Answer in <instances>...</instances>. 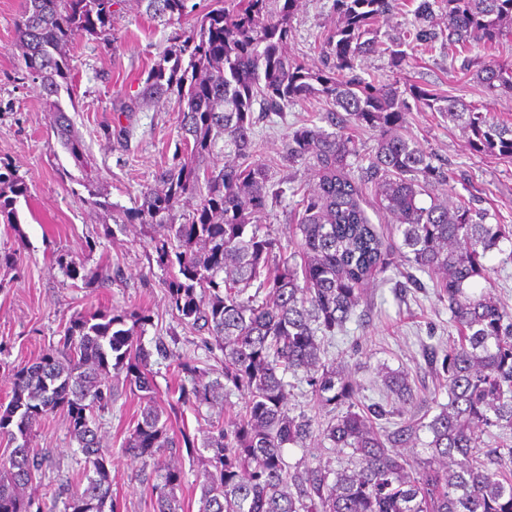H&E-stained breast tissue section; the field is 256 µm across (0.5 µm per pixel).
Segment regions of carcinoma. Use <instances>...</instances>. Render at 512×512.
<instances>
[{"label": "carcinoma", "mask_w": 512, "mask_h": 512, "mask_svg": "<svg viewBox=\"0 0 512 512\" xmlns=\"http://www.w3.org/2000/svg\"><path fill=\"white\" fill-rule=\"evenodd\" d=\"M17 24L26 70L40 81L53 107L56 135L83 166L85 146L66 110L52 97L67 81L64 49L77 35L112 41V6L117 0H28ZM146 12L167 21L189 14L188 0H144ZM448 28L428 22L435 0H417L413 40L431 46L493 45L512 20V0H444ZM298 0H245L235 14L215 0L190 35L175 39L144 79L143 94L177 97L181 138L156 185L140 191L126 220L140 224L165 281L178 324L219 350L224 368L210 371L176 355L189 384L163 403L140 337L152 322L141 308L79 312L57 344L13 374L11 400L0 404V438L15 444L0 461V512H41L39 497L26 489L37 480L41 454L27 438L41 419L57 412L84 456L80 480L67 488L63 512H115L112 457L102 447L98 417L122 388L140 403V418L123 451L140 463L136 478L148 482L154 512H184L177 490L181 469L162 460L165 451L186 448L203 466L198 512H512V444L479 454L480 433L496 427L512 434V313L491 289L487 254L512 237L489 212L470 200L425 201L432 186L447 187L448 170L433 163L411 136L401 133L411 111L397 85L356 73L370 51L376 23L395 0H334L338 24L326 38L330 63L314 72L283 51ZM406 39L395 38L391 65L406 61ZM490 94L512 92V64L490 61L478 73ZM416 102L448 113L471 131L472 146L512 157V123L479 107L409 88ZM322 96L345 112L343 122L378 132L367 173L381 210L393 219L400 244H386L361 206L348 175L358 155L346 133L301 126L288 136L284 160L307 161L314 187L296 203L289 252L270 227L259 224L282 202L284 190L254 160L253 103L277 112L290 102ZM232 147L221 168H203L200 158L218 139ZM28 187L8 163L0 165V216L15 223L16 204ZM199 203L184 224L172 223L186 197ZM55 262L69 277L91 285L99 277L67 253ZM407 266L437 277L457 336L442 360L448 404L428 422L411 421L393 432L382 426L391 411L365 404L359 385L323 360L321 340L341 331L367 286L389 269ZM254 293H249L250 288ZM301 376L317 403L334 412L321 432L331 447L352 449V466L334 470L289 465L288 446L308 447L309 417L288 408L292 383ZM384 387L402 408L425 402L400 371L383 375ZM246 395L239 416L208 420L199 440L172 418L185 407L224 404L228 390ZM345 407L338 413L336 408ZM425 430L428 456L408 469L396 446ZM494 468H489L488 464Z\"/></svg>", "instance_id": "1"}]
</instances>
